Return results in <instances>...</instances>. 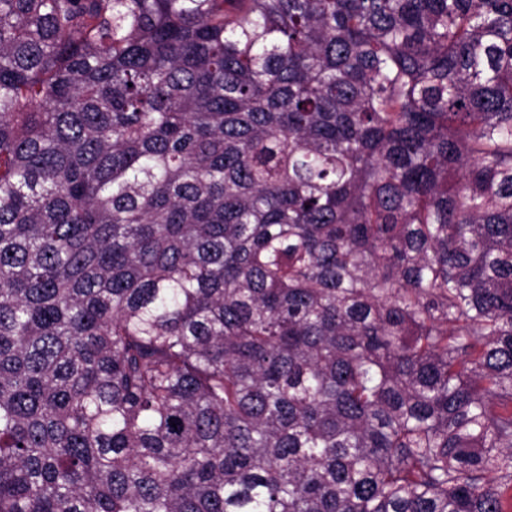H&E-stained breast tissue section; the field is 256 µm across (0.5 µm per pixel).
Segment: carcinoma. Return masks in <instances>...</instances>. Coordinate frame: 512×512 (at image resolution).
Returning <instances> with one entry per match:
<instances>
[{
	"label": "carcinoma",
	"mask_w": 512,
	"mask_h": 512,
	"mask_svg": "<svg viewBox=\"0 0 512 512\" xmlns=\"http://www.w3.org/2000/svg\"><path fill=\"white\" fill-rule=\"evenodd\" d=\"M0 512H512V0H0Z\"/></svg>",
	"instance_id": "1"
}]
</instances>
